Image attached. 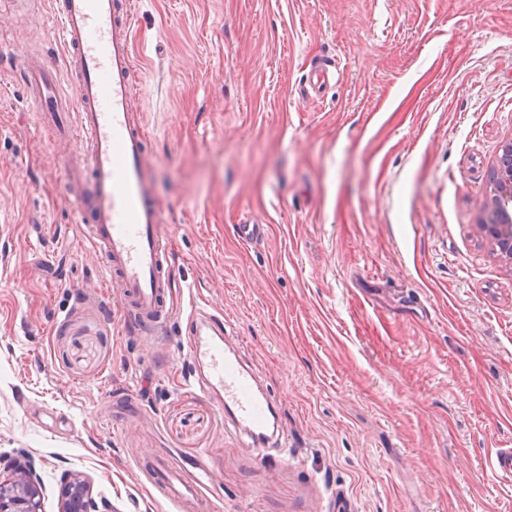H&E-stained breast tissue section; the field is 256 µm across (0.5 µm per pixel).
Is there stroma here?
<instances>
[{"label": "stroma", "instance_id": "1", "mask_svg": "<svg viewBox=\"0 0 512 512\" xmlns=\"http://www.w3.org/2000/svg\"><path fill=\"white\" fill-rule=\"evenodd\" d=\"M134 2L176 283L223 316L287 449L260 459L187 385L184 330L125 328L0 71V455L32 461L42 512L68 473L111 512H176L139 469L162 454L202 469L211 512H512L484 467L512 448V265L474 231L512 139V0ZM30 50L62 61L52 0H0V54Z\"/></svg>", "mask_w": 512, "mask_h": 512}]
</instances>
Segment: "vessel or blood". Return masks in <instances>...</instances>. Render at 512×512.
<instances>
[{
  "label": "vessel or blood",
  "instance_id": "b4317fda",
  "mask_svg": "<svg viewBox=\"0 0 512 512\" xmlns=\"http://www.w3.org/2000/svg\"><path fill=\"white\" fill-rule=\"evenodd\" d=\"M58 42L67 65L57 69L30 52L19 74L40 122L65 144L62 166L83 235L103 259V285L115 290L128 327L151 333L186 317L191 361L202 368L192 384L213 396L232 433L261 456L282 435L274 398L242 360L221 316L173 294L171 248L161 233V206L149 176L143 118L129 111L137 67L131 0H55ZM485 467L512 485V448L486 456ZM151 485L179 512H194L203 497L197 481L166 458L150 466Z\"/></svg>",
  "mask_w": 512,
  "mask_h": 512
}]
</instances>
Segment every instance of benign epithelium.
I'll return each mask as SVG.
<instances>
[{
	"label": "benign epithelium",
	"instance_id": "7a95c632",
	"mask_svg": "<svg viewBox=\"0 0 512 512\" xmlns=\"http://www.w3.org/2000/svg\"><path fill=\"white\" fill-rule=\"evenodd\" d=\"M490 187L474 227L500 259L512 263V140L500 148L490 171ZM100 506L80 476L64 478L60 512H109L107 504ZM0 512H41L37 478L28 462L0 456Z\"/></svg>",
	"mask_w": 512,
	"mask_h": 512
}]
</instances>
